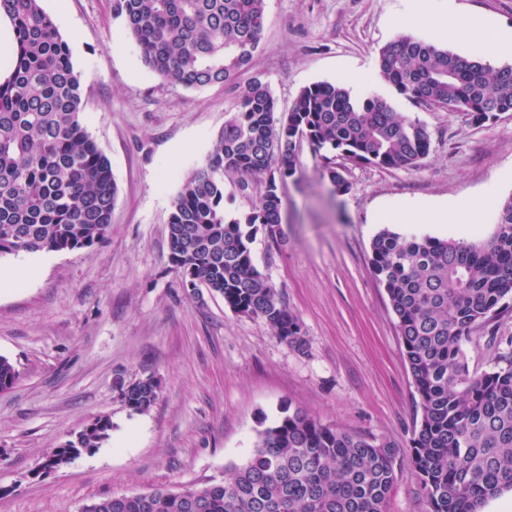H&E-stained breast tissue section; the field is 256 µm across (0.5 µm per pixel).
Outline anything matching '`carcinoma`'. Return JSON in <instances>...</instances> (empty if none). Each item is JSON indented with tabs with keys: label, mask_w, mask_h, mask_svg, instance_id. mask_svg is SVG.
I'll return each instance as SVG.
<instances>
[{
	"label": "carcinoma",
	"mask_w": 512,
	"mask_h": 512,
	"mask_svg": "<svg viewBox=\"0 0 512 512\" xmlns=\"http://www.w3.org/2000/svg\"><path fill=\"white\" fill-rule=\"evenodd\" d=\"M145 65L185 88L214 83L238 91L237 111L219 131L205 164L184 182L168 222L170 259L192 290L206 289L238 315L264 320L280 340L305 345L297 315L255 265L258 230L276 239L282 224L278 187L296 179L297 145L322 160L332 193L350 185L336 156L381 168L415 170L430 152L426 125L381 97L356 98L340 84L303 88L276 113L267 85L242 86L239 73L258 50L265 0H113ZM15 51L0 77V258L72 251L105 237L117 186L109 159L80 121L82 74L41 0H0ZM378 77L427 108L461 113L478 124L512 112V65L493 69L406 34L384 46ZM267 175L251 211L228 216L224 177ZM371 266L384 288L418 395L420 421L409 439L429 512H480L512 491V336L497 364L469 369L473 330L512 308V197L500 202L493 231L470 238L404 233L389 227L371 240ZM18 374L0 356V391ZM159 385L122 389L126 406L149 411ZM106 417L66 448H98ZM397 448L326 425L296 409L261 430L244 462L224 481L181 492L155 488L111 495L88 512H387Z\"/></svg>",
	"instance_id": "carcinoma-1"
}]
</instances>
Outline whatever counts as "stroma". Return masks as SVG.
<instances>
[{
	"label": "stroma",
	"mask_w": 512,
	"mask_h": 512,
	"mask_svg": "<svg viewBox=\"0 0 512 512\" xmlns=\"http://www.w3.org/2000/svg\"><path fill=\"white\" fill-rule=\"evenodd\" d=\"M83 76V127L117 184L112 224L91 247L0 258L16 279L0 288V356L19 373L0 392V512H78L86 502L157 487L219 483L258 432L301 409L323 423L399 450L388 512H428L409 459L420 415L397 321L370 264L382 209L495 189L512 168V112L482 124L427 109L376 78L379 50L403 32L423 38L403 0H266L259 49L238 78L267 83L278 112L319 82L357 76L411 119L431 148L416 170L337 160L350 183L330 191L322 162L301 143L300 182H286L281 239L257 233L252 255L299 318L306 344L281 341L265 321L235 314L207 290L185 288L167 224L184 180L203 165L234 111L231 86L188 89L143 62L112 0H41ZM512 336V310L475 332L471 371L494 367ZM154 377L145 413L120 388ZM101 447L43 474L44 457L98 418Z\"/></svg>",
	"instance_id": "35a3bbf8"
}]
</instances>
